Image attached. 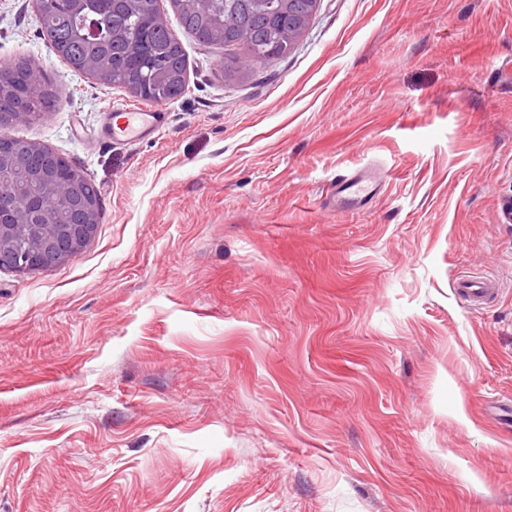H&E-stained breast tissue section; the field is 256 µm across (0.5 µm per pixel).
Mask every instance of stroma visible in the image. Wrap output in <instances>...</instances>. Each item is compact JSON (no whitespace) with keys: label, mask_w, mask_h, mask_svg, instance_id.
I'll return each instance as SVG.
<instances>
[{"label":"stroma","mask_w":512,"mask_h":512,"mask_svg":"<svg viewBox=\"0 0 512 512\" xmlns=\"http://www.w3.org/2000/svg\"><path fill=\"white\" fill-rule=\"evenodd\" d=\"M182 43L185 93L113 143L137 97L0 0V63L59 87L16 133L104 212L0 271V512H512V0H317L234 83ZM160 122V112L141 107L122 110L112 119L109 114L108 127L115 141L133 142L147 136ZM375 186H373L370 178L365 175H353L345 177L336 185V197L340 198V194L345 193L348 196L366 197L375 195ZM498 288L486 277L468 276L461 278L457 284V293L468 303H477L489 298Z\"/></svg>","instance_id":"stroma-1"}]
</instances>
